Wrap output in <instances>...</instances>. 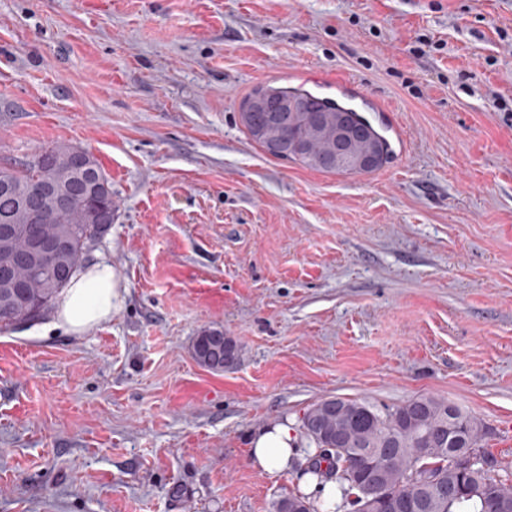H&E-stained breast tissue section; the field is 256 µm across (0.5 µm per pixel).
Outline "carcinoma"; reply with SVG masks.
Instances as JSON below:
<instances>
[{
  "label": "carcinoma",
  "instance_id": "carcinoma-1",
  "mask_svg": "<svg viewBox=\"0 0 512 512\" xmlns=\"http://www.w3.org/2000/svg\"><path fill=\"white\" fill-rule=\"evenodd\" d=\"M271 91L270 99L253 112L241 113L251 139L275 158L296 161L325 173L363 174L365 170L348 161L336 140L325 132L336 129L346 115L352 130L351 158L366 154L378 157L380 169L390 156L386 138L364 116L309 92L283 87L259 86L249 99ZM72 146L45 148L21 168L0 167V181L23 190L56 185L72 194L69 205L61 195L40 193L35 198L39 212L49 220L37 225L32 212L19 205L12 194L0 193V222L14 227L8 239L0 237V260L9 252L17 260L0 279V330L32 321L46 313L82 267L89 245L107 229L95 222L100 213H112L109 180L86 186L82 178H69L67 161ZM37 226L42 236L64 242L65 248L41 267L22 260L30 249L26 228ZM237 361L240 350L224 330L205 328L195 337L194 357L202 366L224 370V350ZM431 396H420L404 404L378 411L353 399L329 398L310 406L303 414L302 428L309 444L333 448L326 457L311 454L305 473L323 482L336 483L341 502L336 512L354 505L360 495L358 484L366 475L378 472L388 490L387 499L370 512H512V484L494 475L497 460L486 458L488 468L473 471L450 467L448 437L460 435L466 450L477 452L484 435L482 422L459 408ZM315 512L302 494L280 501L277 512Z\"/></svg>",
  "mask_w": 512,
  "mask_h": 512
}]
</instances>
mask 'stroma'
I'll list each match as a JSON object with an SVG mask.
<instances>
[{
	"label": "stroma",
	"instance_id": "35a3bbf8",
	"mask_svg": "<svg viewBox=\"0 0 512 512\" xmlns=\"http://www.w3.org/2000/svg\"><path fill=\"white\" fill-rule=\"evenodd\" d=\"M340 76L391 160L265 153L253 89ZM72 145L112 185V319L0 332V512H275L247 439L327 398L480 418L512 472V0H0V163ZM206 327L239 346L209 370ZM224 343L232 357V364L238 360L240 350L230 336H224V330L205 328L195 337L193 343L194 357L202 366L214 370H224ZM219 347V350H216Z\"/></svg>",
	"mask_w": 512,
	"mask_h": 512
}]
</instances>
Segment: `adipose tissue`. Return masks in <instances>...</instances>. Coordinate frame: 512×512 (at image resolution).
I'll return each mask as SVG.
<instances>
[{
  "instance_id": "obj_1",
  "label": "adipose tissue",
  "mask_w": 512,
  "mask_h": 512,
  "mask_svg": "<svg viewBox=\"0 0 512 512\" xmlns=\"http://www.w3.org/2000/svg\"><path fill=\"white\" fill-rule=\"evenodd\" d=\"M121 288V278L112 265L90 264L63 291L55 327L77 335L111 320ZM298 445L295 428L283 421L258 430L250 438V459L266 472H282L291 466Z\"/></svg>"
}]
</instances>
